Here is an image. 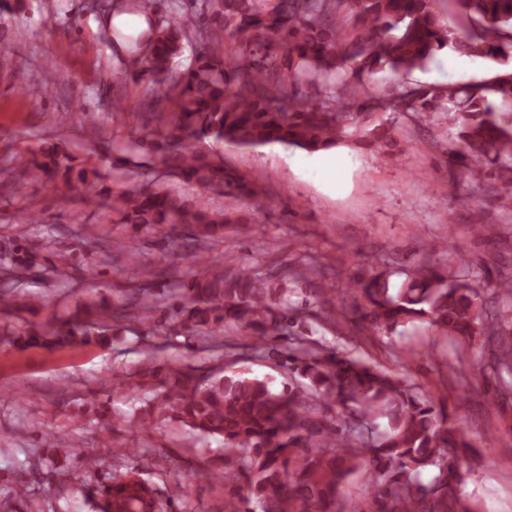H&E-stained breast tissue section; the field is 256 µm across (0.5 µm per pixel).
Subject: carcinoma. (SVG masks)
<instances>
[{"label":"carcinoma","instance_id":"carcinoma-1","mask_svg":"<svg viewBox=\"0 0 512 512\" xmlns=\"http://www.w3.org/2000/svg\"><path fill=\"white\" fill-rule=\"evenodd\" d=\"M196 9L180 11L164 24L150 21L152 0H135L147 29L128 39L129 60L113 79L145 84L140 110L125 111L113 101V122H134L132 135L112 156V168L161 164L171 176L203 193L185 195L149 179L116 189L104 206L118 223L138 230L161 226L170 243L197 250L227 238L232 224H246L235 210L215 206L208 194L257 201L261 186L217 161L216 145L251 149L269 144L310 154L338 146L389 147L393 128L377 112L412 113L420 121L453 115L448 166H458L476 183L512 201V69L476 84L447 86L399 84L385 97L361 98L356 84L384 70L408 74L423 68L445 47L462 55L512 62V0H448V15L466 17L471 29L460 34L445 23L437 0H191ZM235 38L224 44V33ZM192 53L184 73L172 64L186 47ZM20 175L9 191L20 194L23 181L63 182L92 191L100 174L75 168L59 144L14 158ZM99 253L125 248L126 238ZM71 256L60 250L51 268L39 263L37 249L11 241L0 249V301L24 275L51 271L70 275ZM165 271L140 273L120 305L98 318L37 328L1 330L15 344L31 342L78 347L104 339L112 324L137 320L148 336L177 329L189 343L211 349H237L227 337L251 338L246 348H275L295 382L281 390L240 373L196 374L149 362L133 373L135 387L149 396L138 422L151 430L176 420L201 436L224 440L223 468L199 478L224 475L227 497L240 506L230 512H363L339 491L348 475L368 459L375 486L369 512H475L460 495L465 481L461 460L473 445L447 405H436L415 384L342 351L315 346L292 335L297 313L291 284L303 272L274 263L246 267L228 254L224 264L206 266L168 289L175 299L165 322H152L155 282ZM385 268L356 281L364 302L361 319L375 330L427 325L449 336L482 337L487 356L479 365L512 369V347L499 336L498 320L478 305L480 293L466 276L455 279L434 267H420L392 285ZM293 342L286 343L288 336ZM385 422L377 434L376 421ZM140 465L114 470L105 488L102 512H163L164 492L153 481L158 459L130 449ZM435 468L428 482L420 470Z\"/></svg>","mask_w":512,"mask_h":512}]
</instances>
